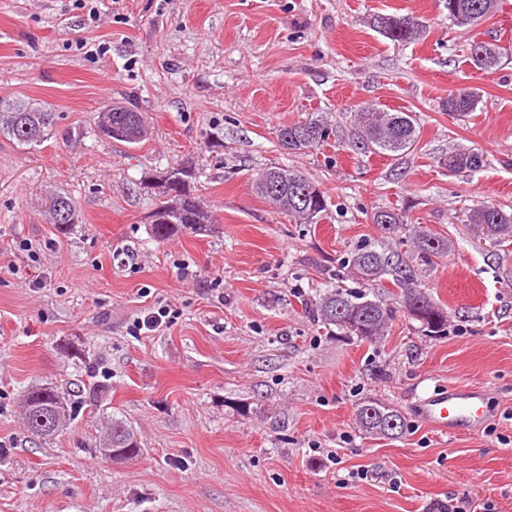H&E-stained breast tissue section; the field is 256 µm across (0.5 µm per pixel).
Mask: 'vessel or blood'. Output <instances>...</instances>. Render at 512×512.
I'll list each match as a JSON object with an SVG mask.
<instances>
[{"instance_id": "obj_1", "label": "vessel or blood", "mask_w": 512, "mask_h": 512, "mask_svg": "<svg viewBox=\"0 0 512 512\" xmlns=\"http://www.w3.org/2000/svg\"><path fill=\"white\" fill-rule=\"evenodd\" d=\"M419 414L430 427L448 434L482 427L487 419V392L477 384H455L446 392L420 400Z\"/></svg>"}]
</instances>
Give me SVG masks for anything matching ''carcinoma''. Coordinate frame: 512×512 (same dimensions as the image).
<instances>
[{"label":"carcinoma","mask_w":512,"mask_h":512,"mask_svg":"<svg viewBox=\"0 0 512 512\" xmlns=\"http://www.w3.org/2000/svg\"><path fill=\"white\" fill-rule=\"evenodd\" d=\"M499 0H442L448 18L461 28H472L492 16ZM374 25L389 40L412 43L423 32V24L412 16L378 15ZM487 57L504 58L503 47L494 41H474L469 56L477 69L492 73L501 63L481 65L478 52ZM475 97L464 90L448 95L446 110L458 114L473 111ZM148 123L146 113L128 107L115 112L107 109L98 125L99 134L113 126L127 131L125 142L137 144ZM55 124V112L39 102L23 96L0 97V136L19 146H33L46 137ZM360 134L356 148L373 153H402L414 149L420 130L415 116L409 112H387L376 104L358 108ZM332 128L317 118L289 124L280 129L278 137L288 150L316 148L328 142ZM450 173L463 169L477 170L484 164L483 154L474 150H453L440 159ZM192 168L183 166L179 172L164 179L158 186L162 201L151 215V233L165 241L186 231L205 234L213 230L210 217L193 196ZM255 189L262 197L288 213L297 224H312L327 211L325 192L306 174L290 168L272 166L265 170ZM52 219L56 231L66 235L78 223L73 201L58 196L52 201ZM374 223L385 238L358 245L345 264L360 288L341 286L326 290L310 302L309 311L325 330L339 338L359 342H377L388 331L396 310L400 309L419 323L428 337L448 335V310L434 301L418 281L415 267L432 264L448 257L453 244L449 237L421 224H409L404 216L388 209L373 214ZM468 222L495 225V235L507 241L512 238V214L492 204H478L470 209ZM23 423L26 430L39 440H50L62 434L72 423V410L64 394L51 387H35L24 391L21 398ZM355 422L371 436L399 438L407 424L403 415L383 403L367 400L357 406ZM100 448L112 449V460L126 462L139 457L142 449L134 429L119 417L106 428Z\"/></svg>","instance_id":"cac0c4a2"}]
</instances>
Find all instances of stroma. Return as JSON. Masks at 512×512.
Returning a JSON list of instances; mask_svg holds the SVG:
<instances>
[{
    "label": "stroma",
    "mask_w": 512,
    "mask_h": 512,
    "mask_svg": "<svg viewBox=\"0 0 512 512\" xmlns=\"http://www.w3.org/2000/svg\"><path fill=\"white\" fill-rule=\"evenodd\" d=\"M378 15L424 32L395 43ZM490 39L512 49V0L469 29L440 0H0V97L56 114L40 144L0 137V512H438L463 496L512 512V243L467 221L482 202L512 213V58L489 75L469 58ZM461 89L476 108L445 111ZM115 103L146 113L140 143L95 135ZM366 103L414 114V150H356ZM316 115L328 143L281 145L280 128ZM455 148L483 167L448 174L438 159ZM188 164L216 228L157 241L142 181ZM272 166L325 191L318 223L257 194ZM58 195L80 217L64 236ZM380 209L452 239L417 269L448 307L446 337L399 312L375 344L338 341L309 314L352 286L342 262L380 239ZM159 306L173 323L133 335ZM471 381L487 389L481 430L419 418V397ZM38 385L75 393L70 429L47 442L21 421ZM369 398L402 413V437L359 430ZM115 415L142 448L122 464L97 451Z\"/></svg>",
    "instance_id": "35a3bbf8"
}]
</instances>
